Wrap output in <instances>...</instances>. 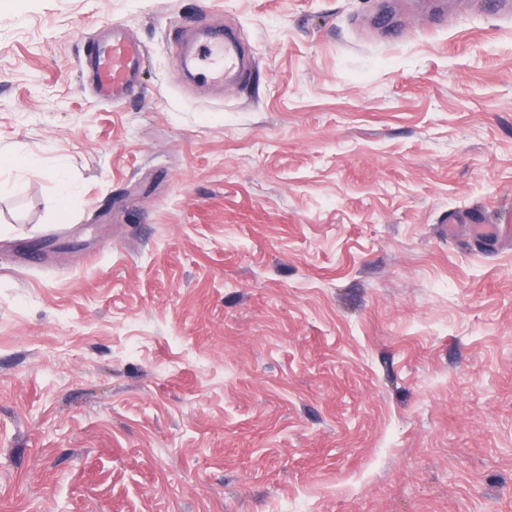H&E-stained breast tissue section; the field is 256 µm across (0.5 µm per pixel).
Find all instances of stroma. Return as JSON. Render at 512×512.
I'll list each match as a JSON object with an SVG mask.
<instances>
[{
    "label": "stroma",
    "mask_w": 512,
    "mask_h": 512,
    "mask_svg": "<svg viewBox=\"0 0 512 512\" xmlns=\"http://www.w3.org/2000/svg\"><path fill=\"white\" fill-rule=\"evenodd\" d=\"M1 156L0 512H512V246L441 223L512 210L495 0H0ZM146 58L142 44L130 40L112 25L111 37L88 40L87 52L79 66L100 99L119 103L133 90ZM203 43L192 54L181 53L183 69L202 83L223 85L227 79L244 81L246 66L242 47L237 39L219 28L202 33Z\"/></svg>",
    "instance_id": "1"
}]
</instances>
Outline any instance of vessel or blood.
Masks as SVG:
<instances>
[{"label": "vessel or blood", "instance_id": "1", "mask_svg": "<svg viewBox=\"0 0 512 512\" xmlns=\"http://www.w3.org/2000/svg\"><path fill=\"white\" fill-rule=\"evenodd\" d=\"M203 42L191 54H180L183 69L200 82L221 85L228 79H242L246 66L237 39L211 28L203 32ZM146 50L113 30L104 40H89L79 66L96 95L109 103L122 102L129 94L146 63ZM468 239L479 247L512 242V216L504 214L492 221H477L468 227Z\"/></svg>", "mask_w": 512, "mask_h": 512}]
</instances>
